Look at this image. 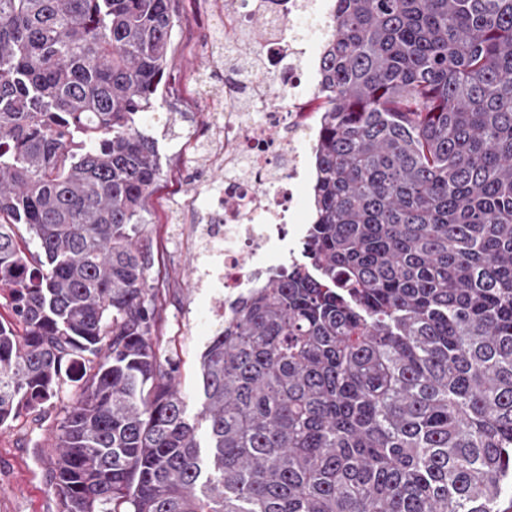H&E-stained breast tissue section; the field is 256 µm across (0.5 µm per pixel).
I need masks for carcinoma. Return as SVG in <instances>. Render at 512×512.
Returning <instances> with one entry per match:
<instances>
[{
    "mask_svg": "<svg viewBox=\"0 0 512 512\" xmlns=\"http://www.w3.org/2000/svg\"><path fill=\"white\" fill-rule=\"evenodd\" d=\"M176 22L173 0H0V428L71 383L59 512H499L512 0H336L303 260L201 354L206 459L143 237Z\"/></svg>",
    "mask_w": 512,
    "mask_h": 512,
    "instance_id": "cac0c4a2",
    "label": "carcinoma"
}]
</instances>
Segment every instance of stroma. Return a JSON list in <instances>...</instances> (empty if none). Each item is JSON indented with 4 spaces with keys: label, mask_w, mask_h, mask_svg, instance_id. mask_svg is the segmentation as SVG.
I'll list each match as a JSON object with an SVG mask.
<instances>
[{
    "label": "stroma",
    "mask_w": 512,
    "mask_h": 512,
    "mask_svg": "<svg viewBox=\"0 0 512 512\" xmlns=\"http://www.w3.org/2000/svg\"><path fill=\"white\" fill-rule=\"evenodd\" d=\"M176 9V80L164 94L162 121L147 128L161 156L162 174L147 202L145 233L163 251L168 273V301L156 339L176 363L175 381L193 417L201 408L200 356L210 340L208 315L224 296L195 287L189 226L196 219L193 203L201 180L217 175L202 164L199 150L211 138L209 100L223 91L225 74L209 65L211 42L219 30L206 0H178ZM58 410V405H48L0 428V512H58L51 489Z\"/></svg>",
    "instance_id": "35a3bbf8"
}]
</instances>
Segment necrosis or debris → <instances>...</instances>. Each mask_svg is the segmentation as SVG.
Returning a JSON list of instances; mask_svg holds the SVG:
<instances>
[{
	"instance_id": "obj_1",
	"label": "necrosis or debris",
	"mask_w": 512,
	"mask_h": 512,
	"mask_svg": "<svg viewBox=\"0 0 512 512\" xmlns=\"http://www.w3.org/2000/svg\"><path fill=\"white\" fill-rule=\"evenodd\" d=\"M252 4V9L225 13L224 52L233 54L252 19L262 18L269 37L255 65H274L284 91L273 107L267 90L253 86L247 73L227 75L224 109L211 115L220 144L211 163L223 168L224 178L205 182L192 226L194 250L205 259L201 279L221 284L226 298L246 293L260 285L263 275L295 260L303 225L293 188L303 181L319 128L305 91L319 71L311 40L315 30L325 28L327 10L321 0ZM273 128L284 129V137L271 139Z\"/></svg>"
}]
</instances>
